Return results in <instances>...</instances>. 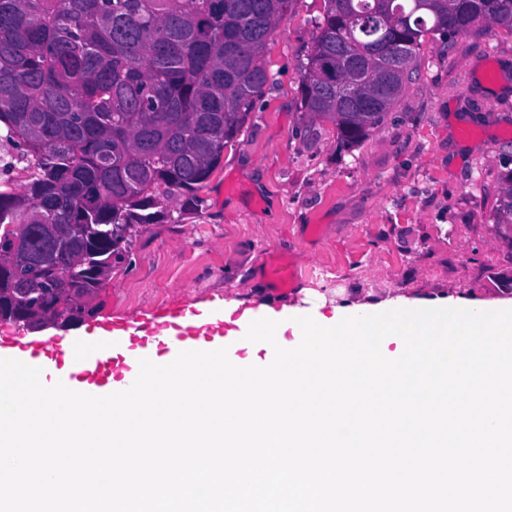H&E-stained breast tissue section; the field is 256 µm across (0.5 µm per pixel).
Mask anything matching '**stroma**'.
Wrapping results in <instances>:
<instances>
[{
    "mask_svg": "<svg viewBox=\"0 0 512 512\" xmlns=\"http://www.w3.org/2000/svg\"><path fill=\"white\" fill-rule=\"evenodd\" d=\"M324 0H292L263 65L270 81L201 190L198 211L169 200L143 226L129 262L62 332L70 343L107 322L147 331L156 309L219 318L242 309L419 306L466 299L512 308V229L493 206L512 170V33L427 34L417 71L385 119L350 150L327 120L305 121L301 74ZM293 258L299 283L272 288L267 266Z\"/></svg>",
    "mask_w": 512,
    "mask_h": 512,
    "instance_id": "35a3bbf8",
    "label": "stroma"
}]
</instances>
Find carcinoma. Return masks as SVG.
Instances as JSON below:
<instances>
[{
    "mask_svg": "<svg viewBox=\"0 0 512 512\" xmlns=\"http://www.w3.org/2000/svg\"><path fill=\"white\" fill-rule=\"evenodd\" d=\"M291 0H0V138L31 175L0 182V241L29 257L0 273V309L51 316L52 289L94 295L127 226L161 200L195 210L269 75L262 56ZM479 23L512 32V0H324L301 105L352 148L412 81L416 49ZM496 198L512 226V171ZM24 224L34 228L22 230Z\"/></svg>",
    "mask_w": 512,
    "mask_h": 512,
    "instance_id": "1",
    "label": "carcinoma"
}]
</instances>
